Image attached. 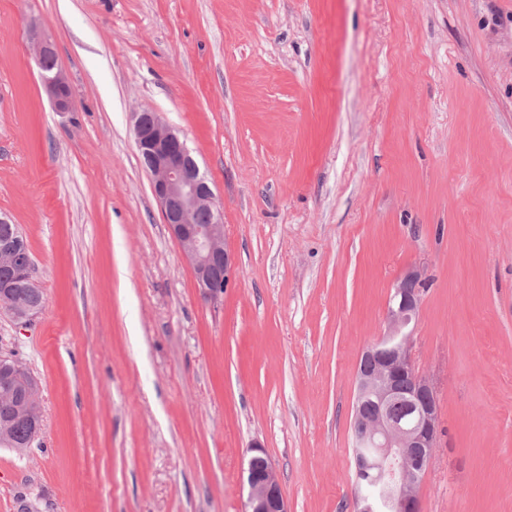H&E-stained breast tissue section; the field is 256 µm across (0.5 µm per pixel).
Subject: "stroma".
Here are the masks:
<instances>
[{
	"instance_id": "obj_1",
	"label": "stroma",
	"mask_w": 512,
	"mask_h": 512,
	"mask_svg": "<svg viewBox=\"0 0 512 512\" xmlns=\"http://www.w3.org/2000/svg\"><path fill=\"white\" fill-rule=\"evenodd\" d=\"M75 99L54 111L30 26ZM158 112L224 211L202 298L139 160ZM42 311L0 313L39 386L0 512H354L359 358L423 267L442 435L422 512H512V0H0V213ZM252 450L258 454L251 459V466L247 467L248 498L245 503V512H288V502L285 499L276 471L267 459L266 467L261 473L253 469H262L264 466V449L254 444ZM253 468V469H252Z\"/></svg>"
}]
</instances>
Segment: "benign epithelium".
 <instances>
[{
  "label": "benign epithelium",
  "instance_id": "benign-epithelium-1",
  "mask_svg": "<svg viewBox=\"0 0 512 512\" xmlns=\"http://www.w3.org/2000/svg\"><path fill=\"white\" fill-rule=\"evenodd\" d=\"M36 65L44 92L57 112L73 110V99L66 75L47 67L54 57L52 43H34ZM131 126L141 164L149 175L171 235L178 241L191 264L197 286L206 298L223 293L234 273L231 252L226 245L224 212L216 201L198 163L181 137L149 109L132 113ZM208 223H198L201 214ZM423 268L409 269L396 283L387 310L383 336L362 353L356 377L357 399L370 398L375 410L368 414L356 403L353 425L359 428V444L376 449L373 462L356 470V476L375 483L383 477L381 463L400 466L412 455L432 463L440 436L439 405L432 380L420 373L412 354V334L421 302L419 284ZM405 401L412 417L404 420L391 411V404ZM422 480L402 468L390 486L386 512H420L417 487ZM248 498L245 512H288L272 463L257 473L247 467Z\"/></svg>",
  "mask_w": 512,
  "mask_h": 512
}]
</instances>
